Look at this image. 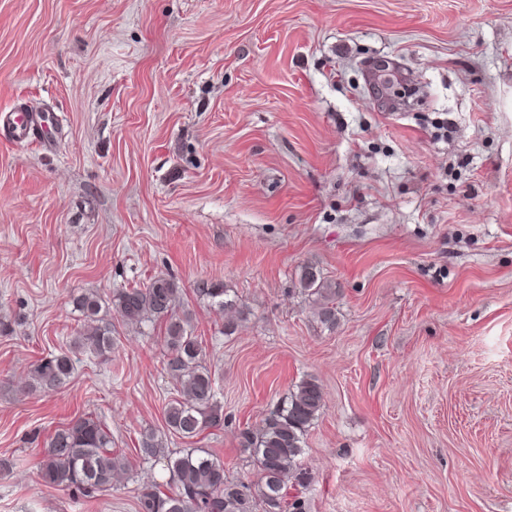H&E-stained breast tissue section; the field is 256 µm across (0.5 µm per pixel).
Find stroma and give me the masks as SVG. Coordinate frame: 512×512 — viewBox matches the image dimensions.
<instances>
[{
	"mask_svg": "<svg viewBox=\"0 0 512 512\" xmlns=\"http://www.w3.org/2000/svg\"><path fill=\"white\" fill-rule=\"evenodd\" d=\"M20 107L56 147L0 134V512H137L170 488L136 453L178 396L164 321L113 319L111 354L24 389L78 336L73 297L158 275L224 410L168 450L256 480L240 431L313 376L306 512H512V0H0V111ZM88 416L127 473L46 486L49 436ZM300 285L306 292H310V295H317L319 302V314L325 323H335V313L332 307L329 306V302L332 297V286L328 284L320 271L313 266H305L302 268L300 275ZM196 292L199 296L206 297L207 300L211 301L212 305H215L221 310L237 309L235 297H231V295L228 294V290L221 285L202 282L196 288ZM73 369L69 351L42 358L32 363L28 369V386L31 390L54 391L71 376Z\"/></svg>",
	"mask_w": 512,
	"mask_h": 512,
	"instance_id": "obj_1",
	"label": "stroma"
}]
</instances>
